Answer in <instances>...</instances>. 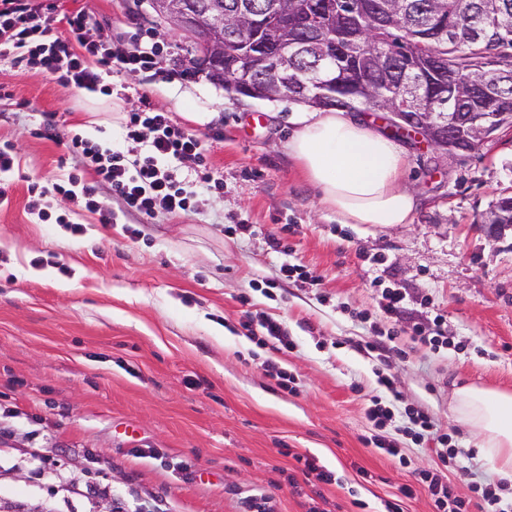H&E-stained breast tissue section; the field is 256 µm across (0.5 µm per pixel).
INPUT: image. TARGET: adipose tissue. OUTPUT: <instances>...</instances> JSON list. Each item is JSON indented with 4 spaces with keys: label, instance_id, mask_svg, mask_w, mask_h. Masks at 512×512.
I'll return each instance as SVG.
<instances>
[{
    "label": "adipose tissue",
    "instance_id": "ef3b65f1",
    "mask_svg": "<svg viewBox=\"0 0 512 512\" xmlns=\"http://www.w3.org/2000/svg\"><path fill=\"white\" fill-rule=\"evenodd\" d=\"M297 123L286 148L344 223H410L416 197L404 184L405 150L396 140L342 110L308 106ZM456 415L479 438L482 453L512 472V394L463 389Z\"/></svg>",
    "mask_w": 512,
    "mask_h": 512
}]
</instances>
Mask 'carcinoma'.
I'll return each instance as SVG.
<instances>
[{
  "label": "carcinoma",
  "mask_w": 512,
  "mask_h": 512,
  "mask_svg": "<svg viewBox=\"0 0 512 512\" xmlns=\"http://www.w3.org/2000/svg\"><path fill=\"white\" fill-rule=\"evenodd\" d=\"M328 2L329 23L336 35L347 36L345 52L335 65L317 72L296 64L304 90L288 86L295 101L342 108L321 104L326 84L350 101V110L362 106L387 114L416 93L423 98V111L430 113L426 134L437 149L446 148L450 131L473 140L476 128L512 115V81L500 83V73L512 71V10L503 11V0H350L351 19L340 14V0ZM476 12L489 35L478 44L470 40ZM439 14L451 17L454 26L445 36L429 38L428 17ZM401 64L423 75L439 72L448 86L446 104L410 85Z\"/></svg>",
  "instance_id": "1"
}]
</instances>
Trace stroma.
<instances>
[{"label": "stroma", "instance_id": "stroma-1", "mask_svg": "<svg viewBox=\"0 0 512 512\" xmlns=\"http://www.w3.org/2000/svg\"><path fill=\"white\" fill-rule=\"evenodd\" d=\"M75 4L94 33L151 27L164 51L155 75L112 74L109 96L0 61V145L18 161L0 205V501L52 512H103L115 501L126 512H248L249 496L262 493L269 512H386L394 501L433 512L416 473L434 467V444H414L395 424L383 434L399 440L404 460L365 442L375 432L368 400L392 376L405 404L428 409L459 449L448 481L481 512L476 485L503 474L452 403L468 385L512 392V228L492 238L477 224L512 196V126L465 156L402 138L404 183L417 200L411 223L345 224L286 150L296 102L236 101L201 73L170 78L192 40L154 18L148 0ZM144 94L209 141L224 191L201 194L198 211L181 217L156 213L134 239L54 191L76 161L38 129L50 115L62 134L103 130L132 160L141 147L124 140L121 122ZM189 112L209 119L189 124ZM32 183L65 223L30 211ZM241 221L253 235L228 233ZM286 262L319 285L279 287ZM385 287L406 297L395 326L379 307ZM251 311L280 321L295 349L246 336ZM438 314L451 348L415 344L412 325ZM393 326L403 358L385 365L361 351ZM299 454L334 472L321 498ZM405 485L413 497L401 498ZM88 486L96 495L84 496Z\"/></svg>", "mask_w": 512, "mask_h": 512}]
</instances>
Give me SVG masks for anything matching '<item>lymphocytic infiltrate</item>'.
<instances>
[{"label": "lymphocytic infiltrate", "instance_id": "f902f5d3", "mask_svg": "<svg viewBox=\"0 0 512 512\" xmlns=\"http://www.w3.org/2000/svg\"><path fill=\"white\" fill-rule=\"evenodd\" d=\"M90 16L81 8L59 5L44 7L39 0H0V58L57 75L65 86H75L89 94L111 95L106 78L111 73L147 74L156 66L162 45L147 35L123 47L112 49L94 39L89 32ZM126 139L143 143L144 152L127 159L111 137L89 138L73 134L67 150L80 159L82 169L60 178L54 188L81 209L97 215L99 223L116 224L121 218L144 219L161 210L179 216L198 209V192L222 190L207 162L205 142L194 132L175 126L166 113L156 110L149 99L127 115L123 126ZM191 160L196 164L190 185H182L176 163ZM109 186L113 198L121 203L113 210L101 196ZM416 441L436 445L437 468L419 471L418 480L426 484L435 512H468L465 500L454 495L444 472L456 467L457 451L448 445L431 416L421 408L404 411Z\"/></svg>", "mask_w": 512, "mask_h": 512}]
</instances>
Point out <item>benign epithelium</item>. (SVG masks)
Segmentation results:
<instances>
[{
    "label": "benign epithelium",
    "mask_w": 512,
    "mask_h": 512,
    "mask_svg": "<svg viewBox=\"0 0 512 512\" xmlns=\"http://www.w3.org/2000/svg\"><path fill=\"white\" fill-rule=\"evenodd\" d=\"M150 6L171 29L198 42L196 57L209 71L216 72L222 68L220 55L224 53V46L219 41L233 40L239 45L241 57L247 61L251 72L260 74L263 83L236 81L232 75H222L217 84L227 89V94L233 100L251 97L272 102L288 98L286 93L270 91L269 85L278 88L288 85V58L294 59L309 50L313 45V36L321 34L327 24L325 13L320 6L313 3L307 4L300 13L280 9L258 12L245 0H240L237 10L246 14L249 19V31L244 33L223 22L225 13L213 0H192L188 4L181 0H151ZM273 29L283 33L302 31L305 37L297 40L290 37L260 39L262 34ZM342 52V44L336 39L325 40L320 44L319 60L333 61ZM401 120L417 128L428 117L421 115L403 100L396 112L392 113L393 123Z\"/></svg>",
    "instance_id": "obj_1"
}]
</instances>
